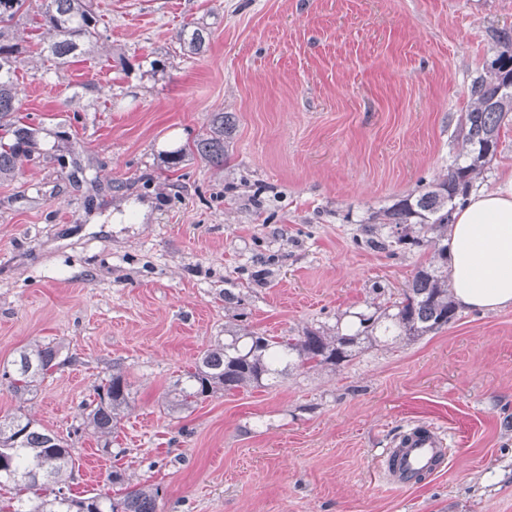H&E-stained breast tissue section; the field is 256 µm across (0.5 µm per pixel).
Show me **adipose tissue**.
Wrapping results in <instances>:
<instances>
[{
  "instance_id": "1",
  "label": "adipose tissue",
  "mask_w": 512,
  "mask_h": 512,
  "mask_svg": "<svg viewBox=\"0 0 512 512\" xmlns=\"http://www.w3.org/2000/svg\"><path fill=\"white\" fill-rule=\"evenodd\" d=\"M454 300L488 312L512 306V170L494 191L471 193L448 227Z\"/></svg>"
}]
</instances>
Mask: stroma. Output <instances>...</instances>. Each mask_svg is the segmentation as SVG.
<instances>
[{
    "mask_svg": "<svg viewBox=\"0 0 512 512\" xmlns=\"http://www.w3.org/2000/svg\"><path fill=\"white\" fill-rule=\"evenodd\" d=\"M97 3L101 48L61 68L30 52L27 21L11 30L28 50L11 120L32 137L0 174V368L33 341L72 362L24 403L0 378V418L68 440L74 494L112 491L117 469L159 486L156 512H512V307L165 405L226 322L332 333L396 300L422 251L357 229L447 173L512 0ZM189 22L211 32L203 54L174 40ZM222 111L215 166L189 146ZM116 362L133 401L106 454L84 403ZM418 423L452 452L401 490L378 464Z\"/></svg>",
    "mask_w": 512,
    "mask_h": 512,
    "instance_id": "stroma-1",
    "label": "stroma"
}]
</instances>
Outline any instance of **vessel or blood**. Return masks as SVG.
Instances as JSON below:
<instances>
[{
	"label": "vessel or blood",
	"instance_id": "b4317fda",
	"mask_svg": "<svg viewBox=\"0 0 512 512\" xmlns=\"http://www.w3.org/2000/svg\"><path fill=\"white\" fill-rule=\"evenodd\" d=\"M448 448L441 431L430 424L409 426L387 449L381 464L383 478L401 489L419 484L438 472Z\"/></svg>",
	"mask_w": 512,
	"mask_h": 512
}]
</instances>
